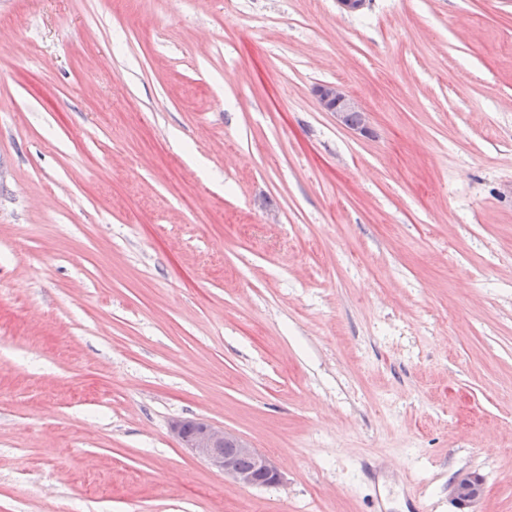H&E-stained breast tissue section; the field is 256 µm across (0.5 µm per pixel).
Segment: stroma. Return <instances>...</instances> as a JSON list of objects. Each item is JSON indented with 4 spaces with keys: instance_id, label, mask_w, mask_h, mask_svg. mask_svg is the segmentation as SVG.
I'll list each match as a JSON object with an SVG mask.
<instances>
[{
    "instance_id": "obj_1",
    "label": "stroma",
    "mask_w": 512,
    "mask_h": 512,
    "mask_svg": "<svg viewBox=\"0 0 512 512\" xmlns=\"http://www.w3.org/2000/svg\"><path fill=\"white\" fill-rule=\"evenodd\" d=\"M378 507L512 512V0H0V512ZM312 93L320 109L333 114L338 123L361 136L371 135L369 113L343 85L323 82L315 85ZM194 422V435L190 439H186L183 434L185 421L175 422L172 426L175 438L189 454L206 460L224 473L225 477L241 486H272L280 483L281 474L276 463L257 448H253L248 441L224 427L206 421ZM238 459L240 467L237 464ZM251 461L252 468L242 469L249 468ZM453 492L460 504L471 505L482 497L484 479L476 472L460 474L454 480Z\"/></svg>"
}]
</instances>
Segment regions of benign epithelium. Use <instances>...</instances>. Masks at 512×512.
<instances>
[{
	"instance_id": "1",
	"label": "benign epithelium",
	"mask_w": 512,
	"mask_h": 512,
	"mask_svg": "<svg viewBox=\"0 0 512 512\" xmlns=\"http://www.w3.org/2000/svg\"><path fill=\"white\" fill-rule=\"evenodd\" d=\"M312 93L320 109L333 114L338 123L361 136L371 135L369 113L343 85L323 82L315 85ZM183 425L182 421L174 423L172 432L184 450L206 460L239 485L258 487L280 483L281 474L276 463L237 434L212 423L198 421L194 435L187 439ZM243 457L251 459L252 468L238 466L237 460ZM453 492L460 504L471 505L482 497L484 479L476 472L460 474L454 480Z\"/></svg>"
}]
</instances>
